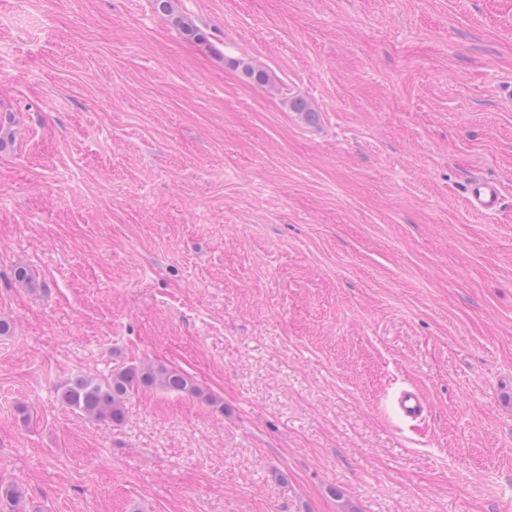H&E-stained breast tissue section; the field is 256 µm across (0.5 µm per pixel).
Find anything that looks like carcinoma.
Masks as SVG:
<instances>
[{"mask_svg":"<svg viewBox=\"0 0 512 512\" xmlns=\"http://www.w3.org/2000/svg\"><path fill=\"white\" fill-rule=\"evenodd\" d=\"M159 389L173 393L197 396L200 388L185 373L150 364L129 365L112 371L110 377L100 380L81 375L65 384L59 392L63 405L92 420L124 421L125 399L139 390ZM25 494L15 484L0 483V503L10 507L22 506Z\"/></svg>","mask_w":512,"mask_h":512,"instance_id":"1","label":"carcinoma"}]
</instances>
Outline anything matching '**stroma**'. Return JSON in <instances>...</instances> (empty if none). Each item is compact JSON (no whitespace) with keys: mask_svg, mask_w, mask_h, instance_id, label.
Returning <instances> with one entry per match:
<instances>
[{"mask_svg":"<svg viewBox=\"0 0 512 512\" xmlns=\"http://www.w3.org/2000/svg\"><path fill=\"white\" fill-rule=\"evenodd\" d=\"M172 4L198 36L0 0V481L27 512H512V0ZM140 362L201 395L58 399ZM468 204L479 213H495L501 206V191L498 183L481 176L471 177L468 185ZM392 408L399 419L415 421L423 418L429 409V404L417 387L407 386L397 392Z\"/></svg>","mask_w":512,"mask_h":512,"instance_id":"stroma-1","label":"stroma"}]
</instances>
